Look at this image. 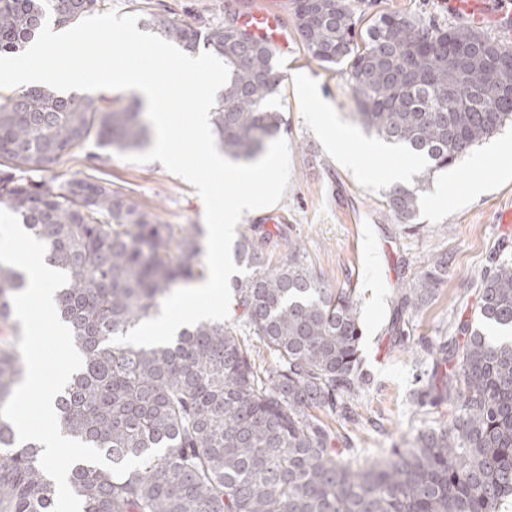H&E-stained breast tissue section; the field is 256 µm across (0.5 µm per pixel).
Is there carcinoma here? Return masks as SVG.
Listing matches in <instances>:
<instances>
[{
    "mask_svg": "<svg viewBox=\"0 0 512 512\" xmlns=\"http://www.w3.org/2000/svg\"><path fill=\"white\" fill-rule=\"evenodd\" d=\"M105 0H0V54L19 53L45 23L68 26L101 11ZM143 24L193 53L224 60L228 82L212 112L224 155L255 162L284 125L267 107L281 75L276 52L237 39L238 26L200 29L142 9ZM441 28L393 15L355 33L346 4L301 40L326 65H346L362 122L387 143L412 151L435 172L512 124V71L471 66L448 73L438 55ZM360 41H355V37ZM349 50L336 57V42ZM428 50L409 56L412 45ZM121 150L142 146L140 106L105 109L89 97L42 87L0 101V207L46 245L45 260L68 276L57 313L83 365L55 399L61 427L119 464L160 452L122 477L100 465L72 466L82 512H496L512 495V260L494 261L480 302L458 325L465 341L438 346L434 401L453 407L448 423L419 435L368 467H354L335 433L315 414L335 412L342 396L364 389L362 326L352 290L332 288L304 244L288 242L278 266H255L263 241L243 235L235 247L247 274L233 280L243 326L273 366L217 321L180 331L168 345L122 346L180 282L202 279L204 235L197 224H164L152 210L92 176L49 184L44 173L91 140ZM423 187L397 185L388 211L412 224ZM439 260L400 292L401 312L443 281ZM25 274L0 264V326L18 330L12 303ZM19 337L0 343V407L23 381ZM56 486L36 445H21L0 418V512H53Z\"/></svg>",
    "mask_w": 512,
    "mask_h": 512,
    "instance_id": "cac0c4a2",
    "label": "carcinoma"
}]
</instances>
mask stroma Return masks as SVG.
I'll return each instance as SVG.
<instances>
[{
	"label": "stroma",
	"instance_id": "1",
	"mask_svg": "<svg viewBox=\"0 0 512 512\" xmlns=\"http://www.w3.org/2000/svg\"><path fill=\"white\" fill-rule=\"evenodd\" d=\"M357 29L384 14H405L423 23L462 28L465 20L453 13L449 0H346ZM197 27L224 23L228 12L265 7L293 24L291 0H106V9L138 14L141 5ZM282 83L269 101L282 112L288 131L291 176L282 200L262 213L241 219L238 234L253 226L271 235L257 262L278 265L288 254L290 240L302 241L316 271L334 288H349L361 317L362 366L369 382L350 405L355 420L328 413L324 419L349 446L348 460L371 465L394 449L413 445L421 432L447 422V404H433L426 391L434 373L432 348L457 335L461 320L471 318L479 300V285L494 257H512V224L498 221L512 207V156L500 155L512 141V127L477 147L456 171L459 183L449 184L438 198L427 189L414 228L389 213L384 201L392 182L371 177L408 161L409 156L385 146L384 156L360 157L357 166L343 165L339 153L357 142H377L375 131L360 121L359 108L344 66L312 59L299 35H292L288 57L280 63ZM324 108L331 126L345 135L328 143L314 120ZM94 175L159 214L167 224H203L204 205L194 186L170 173L160 162L134 163L119 151L87 142L83 150L63 155L51 178L61 182ZM482 183L471 194L467 181ZM444 257L448 273L417 308L398 312L401 288L431 262ZM403 315L407 339L396 343L391 325Z\"/></svg>",
	"mask_w": 512,
	"mask_h": 512
}]
</instances>
